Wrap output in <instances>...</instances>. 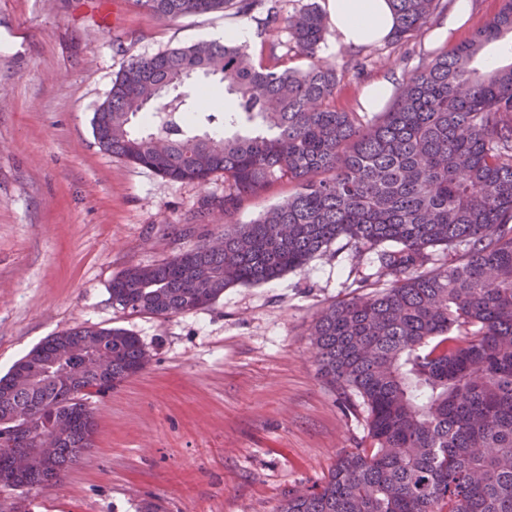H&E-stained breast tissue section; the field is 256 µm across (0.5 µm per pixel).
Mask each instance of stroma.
Returning <instances> with one entry per match:
<instances>
[{
  "label": "stroma",
  "instance_id": "stroma-1",
  "mask_svg": "<svg viewBox=\"0 0 512 512\" xmlns=\"http://www.w3.org/2000/svg\"><path fill=\"white\" fill-rule=\"evenodd\" d=\"M249 22L255 62L309 60L263 10L158 18L134 0H0V376L47 337L122 327L150 354L141 372L91 397L93 446L56 482L0 489V512H277L289 491L370 445L366 414L326 385L310 346L326 306L384 286L371 256L332 244L301 270L163 319L113 306L127 267L170 259L224 232V214L191 223L223 175L172 181L102 151L94 112L132 60ZM435 49L428 29L401 43L337 45L319 57L341 75L333 106L360 111L368 84L405 76Z\"/></svg>",
  "mask_w": 512,
  "mask_h": 512
}]
</instances>
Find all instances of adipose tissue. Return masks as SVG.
<instances>
[{"instance_id": "adipose-tissue-1", "label": "adipose tissue", "mask_w": 512, "mask_h": 512, "mask_svg": "<svg viewBox=\"0 0 512 512\" xmlns=\"http://www.w3.org/2000/svg\"><path fill=\"white\" fill-rule=\"evenodd\" d=\"M324 7L337 42L351 48L380 42L396 26L389 0H326Z\"/></svg>"}]
</instances>
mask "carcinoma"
<instances>
[{
	"instance_id": "cac0c4a2",
	"label": "carcinoma",
	"mask_w": 512,
	"mask_h": 512,
	"mask_svg": "<svg viewBox=\"0 0 512 512\" xmlns=\"http://www.w3.org/2000/svg\"><path fill=\"white\" fill-rule=\"evenodd\" d=\"M161 19L264 0H139ZM397 43L440 0H390ZM304 70L255 65L247 45L212 41L130 62L92 118L103 151L171 180L224 174V235L112 280V304L168 318L211 305L224 289L301 270L344 239L375 251L388 284L332 303L311 331L319 373L367 412L369 448H351L327 477L288 492L279 512H512V64L482 73L484 47L512 35V0L452 53L403 79L390 109L368 118L330 105L336 67L316 59L326 18L309 3L282 17ZM221 75L236 112L199 131L186 72ZM164 88L156 111L140 99ZM275 179L297 190L259 218L235 216ZM448 264L429 268L435 254ZM149 355L123 328L81 325L47 338L0 377V432L50 448L25 474L0 445V488L61 478L91 446L89 397L142 371Z\"/></svg>"
}]
</instances>
